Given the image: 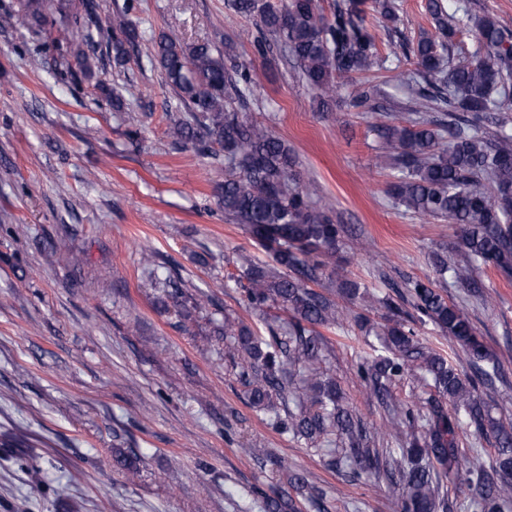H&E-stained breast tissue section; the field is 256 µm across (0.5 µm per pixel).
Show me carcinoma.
Here are the masks:
<instances>
[{"instance_id": "1", "label": "carcinoma", "mask_w": 512, "mask_h": 512, "mask_svg": "<svg viewBox=\"0 0 512 512\" xmlns=\"http://www.w3.org/2000/svg\"><path fill=\"white\" fill-rule=\"evenodd\" d=\"M364 0H339L326 15L320 0H227V7L255 20L260 37L256 51L265 56L278 47L293 58L300 78L321 101L332 99L352 76L382 69L388 57L411 60L407 75L408 113L401 125L377 128L388 150L377 164L394 171L388 194L406 212L440 218L461 228L464 264L453 268L456 281L469 285L480 270L493 267L512 277V132L502 112L512 104V37L485 14L467 18L478 48L471 59L453 63L455 13L444 0H427L435 32L403 39L382 53L366 22ZM95 0H18L0 14V28L23 26L35 35L56 27L54 42L76 45L75 63L61 62V74L79 71L90 78L97 68L90 27ZM388 37L398 33L399 17L391 0H374ZM57 18L48 20V11ZM141 33L135 21L119 15L112 23L108 54L122 64ZM148 60L190 111L191 120H176L170 137L190 142L202 156L224 158V183L217 197L224 216L266 249L270 261L241 264L227 276L250 309L265 318L266 335L224 317L215 333L230 350L241 353V376L249 386L250 405L294 440L335 443L328 464L367 482L399 474V512H447L441 495L459 473L468 476L473 512H501L512 500V430H494L495 458L484 459L477 440L485 435V409L479 386L499 374L483 337L465 309L448 301L443 289L409 280L406 291L381 299L386 313L373 322H356L375 336L382 353L359 363L357 377L385 405L391 425L409 441L393 448L367 436L359 420L339 405L336 381L321 364L326 348L321 327L336 325L330 285H339L352 303L362 301L365 286L339 274L341 228L326 205L311 201L295 170L288 145L269 125L244 117L233 104L251 93V69L238 63L233 46L208 41L188 43L173 33L154 41ZM439 116L429 118L428 113ZM410 305L408 311L404 305ZM430 322L448 334L475 367L476 375L457 372L444 356L420 343L413 324ZM414 377L433 394L414 405L396 400L393 388ZM451 403L447 412L440 399ZM473 429L468 448L458 430ZM284 486L266 497L264 512H301L305 500L318 508L327 497L306 476L283 467Z\"/></svg>"}]
</instances>
